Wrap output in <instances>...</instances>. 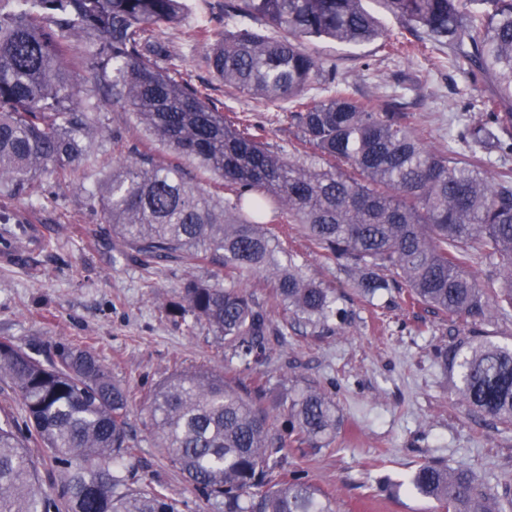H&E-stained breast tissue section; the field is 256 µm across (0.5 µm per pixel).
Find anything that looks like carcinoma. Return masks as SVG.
Segmentation results:
<instances>
[{"mask_svg":"<svg viewBox=\"0 0 512 512\" xmlns=\"http://www.w3.org/2000/svg\"><path fill=\"white\" fill-rule=\"evenodd\" d=\"M467 74L490 80L493 95L470 107L483 118L461 134L468 151L433 148L409 114L360 98L336 66L307 44L345 46L392 34L363 0H224V16L269 29L220 35L197 27L201 64L228 98L294 104L290 118L303 152L265 142L260 122L226 115L159 61L173 58L165 30L185 19L186 0H0V199H30L40 176H93L86 133L101 120L100 91L112 92L158 141L220 176L224 200L112 135L119 161L104 188L87 196L125 251L217 268L190 280L169 305L182 322L204 320L224 341V360L250 365L280 336L277 306L330 329L335 289L307 279L284 257L269 224H298L326 256L357 275L367 300L396 289L473 325L512 311V0H380ZM96 46L83 62L93 93L73 95L71 38ZM487 264L484 282L470 268ZM260 277L263 302L251 290ZM456 393L470 408L512 422V347L482 340L447 349ZM0 382L16 393L18 420H0V512H179L161 485L140 481L130 433V393L88 347L59 343L48 364L0 337ZM266 384L208 369L180 370L145 398L156 448L211 512H335V503L289 461L296 444L325 448L336 436V406L316 387L265 405ZM58 471L41 489L25 441ZM413 490L445 512H506L512 499L463 468L427 460Z\"/></svg>","mask_w":512,"mask_h":512,"instance_id":"carcinoma-1","label":"carcinoma"}]
</instances>
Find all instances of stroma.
Returning a JSON list of instances; mask_svg holds the SVG:
<instances>
[{
	"mask_svg": "<svg viewBox=\"0 0 512 512\" xmlns=\"http://www.w3.org/2000/svg\"><path fill=\"white\" fill-rule=\"evenodd\" d=\"M222 2L187 0L182 25L169 32L180 58L178 74L219 106L263 123L270 146L292 151L295 129L287 104L269 109L247 97L229 100L223 83L198 64L202 47L194 28L207 20L223 30ZM315 47L357 93L411 113L432 146L447 141L449 131L477 123L479 112L466 106L492 91L490 84L472 83L441 51L406 57L385 54L375 43L351 47L319 41ZM116 132L158 161L180 162L194 183L223 195L218 176L189 158H177L119 102L103 104L102 122L87 138L98 181L112 172ZM41 180L45 194L12 203L19 222L0 223V244H9L0 247V337L42 360L60 342L91 346L130 391L141 475L167 488L180 512H209L154 447L143 404L146 394L175 371H220L223 346L211 327L203 321L185 324L168 310L186 280L210 279L213 267L121 257L120 241L86 205L81 176L60 180L47 171ZM272 230L308 278L335 288L336 325L327 332L302 322L287 324L280 310H272L273 323L288 326L285 341L270 344L252 374L266 381L271 404L289 387H318L333 399L339 426L331 445L296 451L295 458L308 480L333 499L336 512H436V502L408 488L412 473L427 459L467 467L512 498V425L459 403L455 376L436 357L437 350L468 346L478 333L512 347V315L474 327L409 305L395 291L366 303L356 293L353 274L298 230L285 224Z\"/></svg>",
	"mask_w": 512,
	"mask_h": 512,
	"instance_id": "obj_1",
	"label": "stroma"
}]
</instances>
